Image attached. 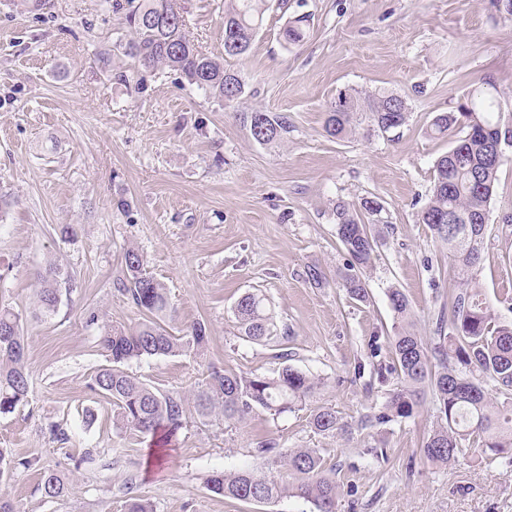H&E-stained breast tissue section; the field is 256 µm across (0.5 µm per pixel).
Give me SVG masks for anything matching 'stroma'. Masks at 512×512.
Listing matches in <instances>:
<instances>
[{"label":"stroma","instance_id":"stroma-1","mask_svg":"<svg viewBox=\"0 0 512 512\" xmlns=\"http://www.w3.org/2000/svg\"><path fill=\"white\" fill-rule=\"evenodd\" d=\"M187 35L224 54V0H181ZM305 16L303 42L285 44L286 23ZM131 37L117 0H0V190L13 203L0 222V306L22 313L30 392L0 415V448L18 466L0 481L18 512H126L134 499L154 512H310L303 500L244 504L211 492L209 474L266 469L256 448H317L340 485L336 512H512V466L477 459L438 467L419 445L429 413L361 430L359 416L382 401L371 372L372 335L391 332L386 291L407 295L415 328L436 337L453 270L418 213L433 164L453 145L430 136L434 116L455 111L473 85L493 82L512 125V21L492 20L480 0H272L250 51L226 59L245 93L218 101L168 70L142 86L118 81L130 69L120 43ZM109 64H102L100 54ZM385 89L409 104L405 125L381 134L326 135L325 112L339 92ZM287 117L286 138L257 143L245 114ZM377 199L384 246L366 272L370 299L349 301L337 285L346 252L334 202ZM125 207H118V200ZM512 163L497 174L487 214L479 286L501 321L512 322ZM75 237L60 235L62 225ZM136 245L168 290L173 332L204 322L201 356L130 362L131 375L192 397L217 367L269 374L288 365L323 378L315 405L352 424L319 434L310 409L279 416L255 409L241 423L190 415L168 453L117 427L111 401L89 383L108 365V327L142 316L118 289L124 250ZM55 260L73 275L56 314L37 319L38 272ZM326 282L310 283V269ZM270 302L281 347L241 335L237 298ZM96 419L84 425V409ZM60 426L61 442L51 433ZM387 451L373 459L367 448ZM68 477L61 499L40 490L45 470Z\"/></svg>","mask_w":512,"mask_h":512}]
</instances>
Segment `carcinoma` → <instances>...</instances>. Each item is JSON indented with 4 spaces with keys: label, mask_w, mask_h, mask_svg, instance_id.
I'll use <instances>...</instances> for the list:
<instances>
[{
    "label": "carcinoma",
    "mask_w": 512,
    "mask_h": 512,
    "mask_svg": "<svg viewBox=\"0 0 512 512\" xmlns=\"http://www.w3.org/2000/svg\"><path fill=\"white\" fill-rule=\"evenodd\" d=\"M269 0H228L224 6V56L248 53L262 27ZM125 21L133 37L122 46L138 69L123 75L135 79L143 71L167 68L176 71L214 98L233 100L245 93L239 75L224 62L197 49L184 31L179 0H127ZM306 19L297 18L281 31L287 45L305 38ZM503 112L496 85L488 82L463 94L457 111L437 114L431 132L456 137L455 145L434 163L431 194L418 221L428 226L435 239L448 246V259L455 269L456 284L448 288L437 315V339L430 344L413 329L414 313L405 293L388 289V300L397 319L388 337L391 362L378 364L374 373L386 385L384 401L360 417V427H375L413 418L421 413L422 393L428 391L434 406V425L423 437L420 452L431 464L448 466L472 451L488 463L512 465V323L499 321L492 305L482 297L474 277L484 251L486 222L499 169L512 156L494 163L490 149L499 136L512 129L501 124ZM408 107L396 94L380 90L361 96L341 92L324 119L331 138H343L362 123L370 131L387 133L403 126ZM253 139L268 145L288 133L285 118L257 110L246 116ZM336 234L350 257L339 275V287L349 299L365 302L368 291L364 272L371 265L381 239L357 209L339 201L333 205ZM124 291L143 315L133 329L111 327L103 336L110 365L91 378L90 388L112 401L120 428L144 436L161 434L168 444L186 423L184 396L151 388L125 370V365L143 357L198 355L207 342V328L197 322L180 335L165 324L170 302L166 288L146 270L140 250L130 245L124 252ZM72 276L56 264L41 275L37 293L39 314L56 313L62 292ZM233 314L243 336L258 344L279 341L274 316L263 294L243 293ZM322 386L321 379L288 365L270 375L243 376L214 370L195 394L197 413L205 418L243 422L256 408L277 416L299 411ZM29 393L25 364L22 316L0 308V414L12 412ZM315 432L333 434L345 424L336 410L318 406L310 414ZM257 452L280 464L295 476L283 483L258 469L216 471L206 481L208 489L245 504H269L283 497H296L312 505L314 512H336L339 485L325 467L317 448H281L266 441ZM68 479L47 471L41 480L43 495L65 497Z\"/></svg>",
    "instance_id": "1"
}]
</instances>
